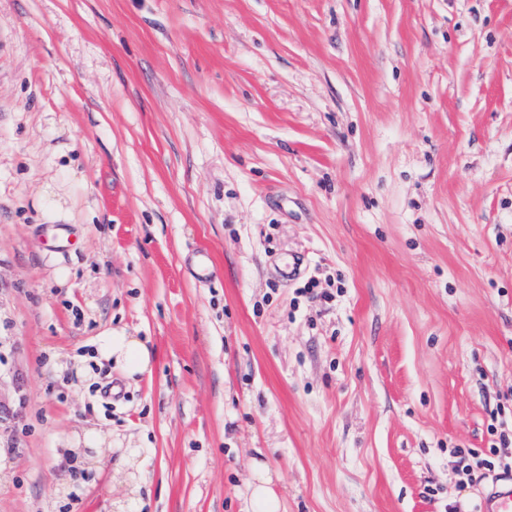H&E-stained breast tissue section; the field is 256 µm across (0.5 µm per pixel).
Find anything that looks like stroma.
<instances>
[{"instance_id":"stroma-1","label":"stroma","mask_w":512,"mask_h":512,"mask_svg":"<svg viewBox=\"0 0 512 512\" xmlns=\"http://www.w3.org/2000/svg\"><path fill=\"white\" fill-rule=\"evenodd\" d=\"M503 431L512 0H0V512H448ZM98 352L129 376L142 374L151 368L150 349L134 336H127L124 331L110 330L102 334ZM257 479L259 483L250 487V497L242 512H280L279 500L268 485L270 478L259 474Z\"/></svg>"}]
</instances>
